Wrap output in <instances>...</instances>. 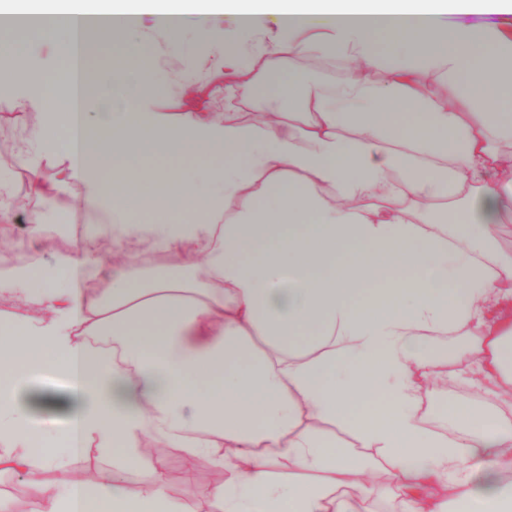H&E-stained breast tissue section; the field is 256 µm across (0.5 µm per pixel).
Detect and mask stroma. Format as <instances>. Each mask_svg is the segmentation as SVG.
<instances>
[{
	"label": "stroma",
	"mask_w": 512,
	"mask_h": 512,
	"mask_svg": "<svg viewBox=\"0 0 512 512\" xmlns=\"http://www.w3.org/2000/svg\"><path fill=\"white\" fill-rule=\"evenodd\" d=\"M158 77L155 88L145 94L141 106L149 112H164L180 117L191 112L206 118H223L228 107L224 103V36L214 34L208 41L197 42L193 33L184 32L174 38L151 20H144L136 34ZM34 91L16 74L0 72V211L6 212L9 228L0 234V263L10 264L19 255H27L36 264L50 263L54 252L79 247L90 235L89 227L106 221L103 212L84 209L80 203L83 186L72 182L69 193L44 200L30 191L33 178L50 182L64 178L68 162L64 156L42 162L31 169L29 160L41 133V122L29 105ZM39 219L48 248L31 244L27 227ZM63 382L43 374L34 377L20 397L35 421L62 419L60 409L46 404V393L62 392ZM435 425L443 432L456 430L448 409L467 405L492 410L493 403L477 388L458 392L450 388L446 376H439L429 397ZM161 456L166 475V491L175 499H184L190 485L204 484L208 471L188 475L181 449L162 447Z\"/></svg>",
	"instance_id": "obj_1"
}]
</instances>
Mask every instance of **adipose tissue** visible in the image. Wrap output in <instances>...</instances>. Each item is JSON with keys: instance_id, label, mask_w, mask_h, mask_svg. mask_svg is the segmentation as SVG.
<instances>
[{"instance_id": "ef3b65f1", "label": "adipose tissue", "mask_w": 512, "mask_h": 512, "mask_svg": "<svg viewBox=\"0 0 512 512\" xmlns=\"http://www.w3.org/2000/svg\"><path fill=\"white\" fill-rule=\"evenodd\" d=\"M11 13L53 17L65 66L112 16L123 58L82 111L106 86L131 99L78 128L64 76L32 101L38 155L70 160L36 193L73 179L110 217L52 265L0 270V472L27 476L38 512H357L348 491L375 495L374 469L398 512H512V0H0ZM146 14L201 41L216 16L225 36L265 34L225 79L230 104L287 56L344 69L325 87L283 81L296 112H148ZM147 143L170 163L121 165ZM145 186L161 220L131 205ZM111 250L126 266L89 289ZM160 251L175 263L136 279ZM455 335L463 356L435 349ZM443 366L498 407L453 408V437L431 426ZM36 371L67 385L64 429L37 433L18 403ZM154 442L228 476L172 499ZM89 446L112 473L43 479ZM132 469L148 492L126 488Z\"/></svg>"}]
</instances>
